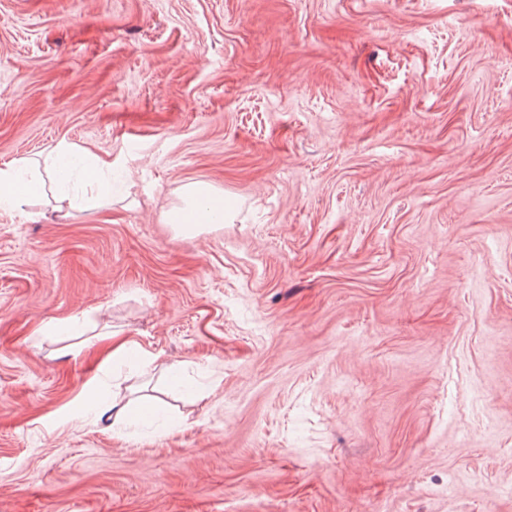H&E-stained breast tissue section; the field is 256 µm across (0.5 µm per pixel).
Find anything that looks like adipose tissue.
Here are the masks:
<instances>
[{
	"label": "adipose tissue",
	"instance_id": "1",
	"mask_svg": "<svg viewBox=\"0 0 512 512\" xmlns=\"http://www.w3.org/2000/svg\"><path fill=\"white\" fill-rule=\"evenodd\" d=\"M112 165L87 149L61 141L44 158L43 166L20 159L0 166V209L24 212L32 200L53 184L68 209L99 207L112 198ZM165 221L190 232L224 221V199L210 187L188 184L180 205Z\"/></svg>",
	"mask_w": 512,
	"mask_h": 512
}]
</instances>
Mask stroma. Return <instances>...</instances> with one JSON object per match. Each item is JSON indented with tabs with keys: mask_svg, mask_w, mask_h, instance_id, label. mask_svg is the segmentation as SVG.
Wrapping results in <instances>:
<instances>
[{
	"mask_svg": "<svg viewBox=\"0 0 512 512\" xmlns=\"http://www.w3.org/2000/svg\"><path fill=\"white\" fill-rule=\"evenodd\" d=\"M62 140L120 183L0 210V512H512V0H0V165ZM167 224H178L183 231H195L209 224L224 223V198L200 183L188 184L180 205L165 213ZM44 329L45 332L54 333L56 335L90 336L81 342V348L78 350V354L84 348H89L103 339L110 338H102L100 337L102 336L101 334L93 333L95 331V328H92L91 324L88 321H86V319L83 316L77 315L70 316L66 319L57 320L55 322H49L44 326ZM136 345L134 341L127 337L112 334L111 352L98 368L107 370L111 364L114 366L117 363H126L130 355L136 351ZM97 377H92L85 390V398L83 402L84 416L100 419L105 413L111 409L114 414V421L118 418L128 417L133 412H139L137 418L147 419L153 415L154 407L146 402H140L131 407L130 403L121 405L112 401V406L104 403L98 398L93 401H88L87 398H93L96 395L95 380Z\"/></svg>",
	"mask_w": 512,
	"mask_h": 512,
	"instance_id": "obj_1",
	"label": "stroma"
}]
</instances>
